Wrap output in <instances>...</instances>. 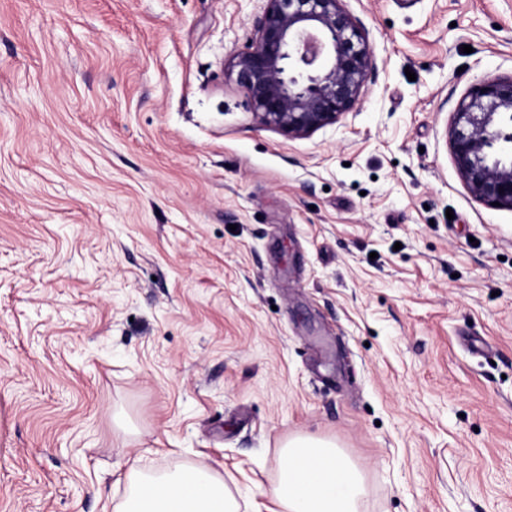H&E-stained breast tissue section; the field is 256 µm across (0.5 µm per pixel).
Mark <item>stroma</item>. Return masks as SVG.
<instances>
[{"label": "stroma", "mask_w": 512, "mask_h": 512, "mask_svg": "<svg viewBox=\"0 0 512 512\" xmlns=\"http://www.w3.org/2000/svg\"><path fill=\"white\" fill-rule=\"evenodd\" d=\"M344 5L373 69L291 139L224 67L263 0H0V512L197 463L265 512L297 435L361 512H512V211L447 137L512 0Z\"/></svg>", "instance_id": "stroma-1"}]
</instances>
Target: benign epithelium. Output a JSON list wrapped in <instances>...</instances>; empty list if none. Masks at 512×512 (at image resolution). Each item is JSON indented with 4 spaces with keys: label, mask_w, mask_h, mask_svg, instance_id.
Instances as JSON below:
<instances>
[{
    "label": "benign epithelium",
    "mask_w": 512,
    "mask_h": 512,
    "mask_svg": "<svg viewBox=\"0 0 512 512\" xmlns=\"http://www.w3.org/2000/svg\"><path fill=\"white\" fill-rule=\"evenodd\" d=\"M249 46L232 56L258 123L302 138L354 109L373 65L362 23L344 0H264ZM471 194L512 211V74L473 84L448 130Z\"/></svg>",
    "instance_id": "7a95c632"
}]
</instances>
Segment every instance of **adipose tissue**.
I'll use <instances>...</instances> for the list:
<instances>
[{
  "mask_svg": "<svg viewBox=\"0 0 512 512\" xmlns=\"http://www.w3.org/2000/svg\"><path fill=\"white\" fill-rule=\"evenodd\" d=\"M128 490L116 512H239L223 481L204 465L155 475L130 468ZM365 477L334 441L297 436L280 454L279 478L269 496L276 512H359Z\"/></svg>",
  "mask_w": 512,
  "mask_h": 512,
  "instance_id": "ef3b65f1",
  "label": "adipose tissue"
}]
</instances>
